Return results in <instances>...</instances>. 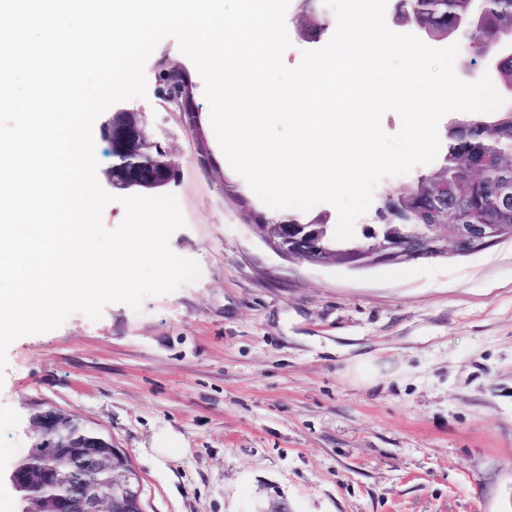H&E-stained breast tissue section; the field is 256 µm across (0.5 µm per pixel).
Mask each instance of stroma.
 <instances>
[{
  "label": "stroma",
  "instance_id": "1",
  "mask_svg": "<svg viewBox=\"0 0 512 512\" xmlns=\"http://www.w3.org/2000/svg\"><path fill=\"white\" fill-rule=\"evenodd\" d=\"M458 31L457 76L487 72ZM181 65L190 113L166 108L158 62ZM147 131L180 163L166 187L185 219L170 237L201 275L140 309L72 313L15 340L0 377V512L53 406L123 448L145 512H512V241L478 254L363 271L278 256L236 201L276 220L336 209L263 203L223 154L204 83L174 38L145 65ZM372 354L394 378L347 375ZM173 458L147 456L160 435Z\"/></svg>",
  "mask_w": 512,
  "mask_h": 512
}]
</instances>
